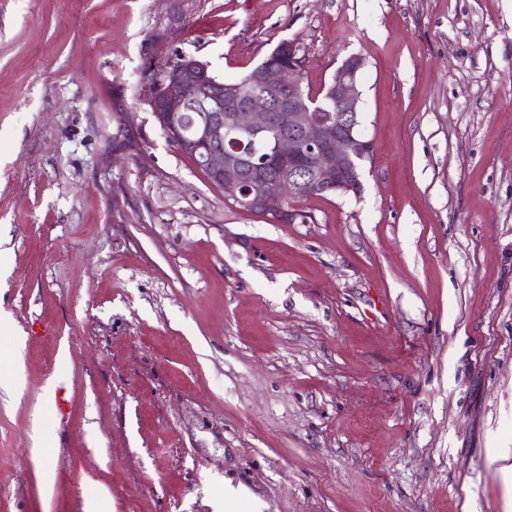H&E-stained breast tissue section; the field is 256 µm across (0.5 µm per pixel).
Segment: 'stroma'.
Segmentation results:
<instances>
[{
	"label": "stroma",
	"mask_w": 512,
	"mask_h": 512,
	"mask_svg": "<svg viewBox=\"0 0 512 512\" xmlns=\"http://www.w3.org/2000/svg\"><path fill=\"white\" fill-rule=\"evenodd\" d=\"M284 41L314 93L366 62L310 224L139 84ZM0 231V512H512V0H0Z\"/></svg>",
	"instance_id": "stroma-1"
}]
</instances>
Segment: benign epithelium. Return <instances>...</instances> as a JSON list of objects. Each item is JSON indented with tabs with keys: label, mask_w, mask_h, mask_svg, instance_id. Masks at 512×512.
<instances>
[{
	"label": "benign epithelium",
	"mask_w": 512,
	"mask_h": 512,
	"mask_svg": "<svg viewBox=\"0 0 512 512\" xmlns=\"http://www.w3.org/2000/svg\"><path fill=\"white\" fill-rule=\"evenodd\" d=\"M277 51L288 63H262L244 83L211 81L209 64L184 54L166 67V83L148 104L165 137L196 157L224 198L244 210L289 222L288 197L314 189L338 195L357 192L360 162L370 157L372 146L359 129L362 99L357 83L365 59H345L332 77L324 107L314 108L302 90L297 45L285 41ZM195 100L202 108L188 127L182 115ZM271 134L270 157L288 171L276 186L249 176L248 156L239 146L243 138L262 142Z\"/></svg>",
	"instance_id": "1"
}]
</instances>
